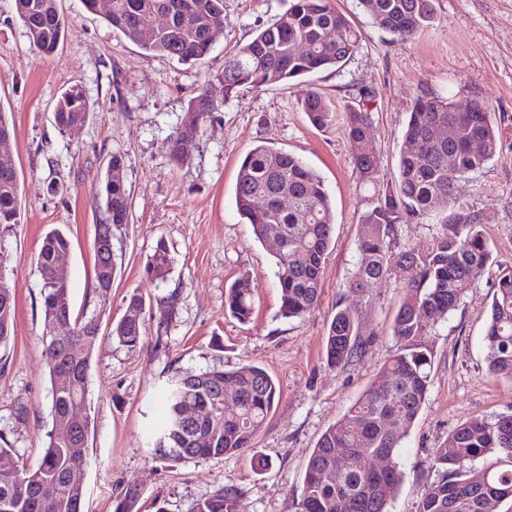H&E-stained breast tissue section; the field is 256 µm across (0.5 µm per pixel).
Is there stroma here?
I'll return each mask as SVG.
<instances>
[{"label": "stroma", "instance_id": "35a3bbf8", "mask_svg": "<svg viewBox=\"0 0 512 512\" xmlns=\"http://www.w3.org/2000/svg\"><path fill=\"white\" fill-rule=\"evenodd\" d=\"M66 37L51 55L30 43L0 0V111L13 130L11 161L20 175V224L0 226V249L11 257L7 281L15 290L14 334L0 351V447L6 463L35 466L51 427V383L43 357L41 278L36 258L45 234L65 231L75 310L94 300L96 230L105 218L95 203L98 180L112 155L124 156L131 220L113 229L115 274L103 318L111 327L131 294L146 300V337L135 350L103 338L90 359L87 411L90 467L83 512H117L126 489L134 512H192L194 504L230 487L237 512H297L299 488L320 435L367 389L390 356L392 325L404 298L401 271L365 292L347 282L371 202L344 133L349 108L368 107L381 183L394 181L413 99L448 98L463 108L490 107L499 152L486 168L462 178L456 203L479 211L497 257L473 281L456 311L433 336L426 403L400 454L403 482L391 512H417L434 480L429 454L473 417L512 414V381L485 373L486 323L494 283L512 269V0H434L437 18L415 38L396 41L375 24L359 0H334L360 31L357 51L335 71H322L225 97L224 57L270 25L289 0H224V30L203 63L146 54L112 31L82 0H58ZM80 85L86 121L59 130L52 111L61 92ZM320 92L336 112L327 129L313 127L301 109ZM206 93L217 105L188 163L170 162L166 139L190 101ZM266 144L301 157L324 180L335 208V229L322 269L319 301L301 319L280 314L275 248L255 241L239 216L235 184L241 158ZM174 258L166 281L145 272L158 240ZM252 279L254 308L239 323L224 307L233 281ZM179 293L165 347L155 344L162 299ZM358 309L371 341L360 360L328 367L324 340L337 305ZM246 363L279 383L276 401L254 445L234 456L165 460L148 435L163 412V388L188 373ZM25 417H17L18 408Z\"/></svg>", "mask_w": 512, "mask_h": 512}]
</instances>
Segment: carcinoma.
Returning a JSON list of instances; mask_svg holds the SVG:
<instances>
[{"label":"carcinoma","instance_id":"obj_1","mask_svg":"<svg viewBox=\"0 0 512 512\" xmlns=\"http://www.w3.org/2000/svg\"><path fill=\"white\" fill-rule=\"evenodd\" d=\"M434 0H360L376 24L398 40H408L436 19ZM14 11L27 36L39 51L52 53L65 36V20L58 0H14ZM160 15L164 22L143 37L140 22ZM112 30L135 42L148 54L194 64L213 48V33L224 28V0H112L105 15ZM336 30V41L329 40ZM361 33L331 0H292L289 8L270 26L224 56V94L241 87L262 88L286 83L320 71L340 68L358 49ZM312 47L301 53L298 46ZM315 127L333 124L336 112L321 93L312 90L302 102ZM217 107L200 93L191 100L189 122L170 136L167 151L177 165L190 160L204 124ZM89 102L83 90L70 86L59 96L53 112L55 125L66 130L85 121ZM442 127L447 135L435 138L431 130ZM372 121L363 108L346 112L345 134L363 183L374 188L371 206L362 212L364 232L348 287L361 293L394 268L406 274L405 297L396 314L392 334L395 349L377 379L333 425L320 436L309 458L298 496V512H390L403 480L400 448L425 404L430 384V337L457 310L475 275L494 262L483 234L480 212L456 205L457 182L486 167L499 151L498 129L482 103L472 111L458 112L448 99L418 95L409 112L404 148L395 185L380 182V160L374 150L362 151L370 140ZM125 160L112 156L100 180L95 202L104 207L105 223L94 240L95 288L98 306L75 311L70 274H62L54 252L67 250L69 238L51 230L37 255L41 276L43 327L69 319V331L55 339H42L50 381L57 372L71 376L76 394H88L92 352L102 335L97 333L105 314L102 296L115 271L112 227L130 220V194L122 171ZM20 178L0 175V225L21 221ZM288 198V206L280 199ZM239 214L251 224L255 239L278 243L275 266L281 291L283 317L302 318L310 313L321 293L322 267L332 242L335 213L323 178L301 158L268 145H257L243 158L235 184ZM431 218L439 230L422 247L402 246V224ZM173 257L159 241L145 271L164 281ZM178 295L168 297V316L159 320L155 343L164 342L169 314ZM254 306V287L243 277L232 283L224 307L239 322H247ZM145 301L131 295L123 317L112 324L110 335L132 350L144 339ZM15 323L13 289L0 280V347L11 340ZM486 371L512 380V270L494 285L490 316L484 335ZM370 340L361 332L357 309L338 307L324 342V359L332 368L358 360ZM237 389V399L224 403V384ZM51 418L64 416L66 392L51 385ZM200 405L196 423L185 426L179 417L181 400ZM280 387L264 368L242 364L232 370L213 367L186 374L175 381L164 397L165 417L153 432L162 456L207 460L238 454L253 446L263 428ZM205 433L210 442L200 443ZM51 428L36 467L20 474L0 473V512H82V498L68 483L70 448ZM388 466L376 468L377 458ZM436 479L423 492L418 512H499L512 502V415L494 420L476 417L460 424L447 441L430 452ZM336 468L331 479L325 470ZM236 492L223 488L199 501L193 512H234Z\"/></svg>","mask_w":512,"mask_h":512}]
</instances>
